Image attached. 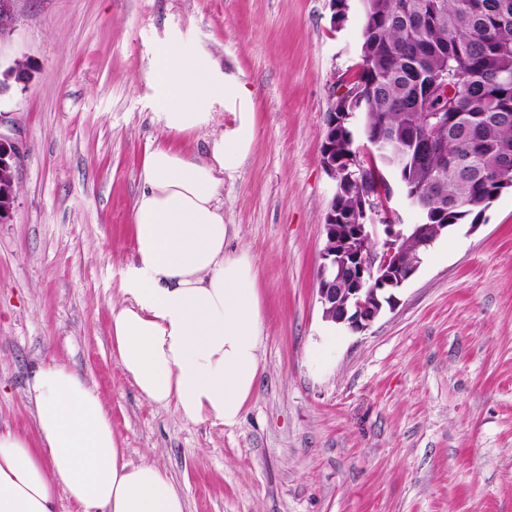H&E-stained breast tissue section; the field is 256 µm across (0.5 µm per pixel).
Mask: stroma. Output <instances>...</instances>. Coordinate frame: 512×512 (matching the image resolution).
<instances>
[{"instance_id": "35a3bbf8", "label": "stroma", "mask_w": 512, "mask_h": 512, "mask_svg": "<svg viewBox=\"0 0 512 512\" xmlns=\"http://www.w3.org/2000/svg\"><path fill=\"white\" fill-rule=\"evenodd\" d=\"M332 0H18L0 133L24 152L0 223V430L37 441L26 380L52 360L101 395L132 461L186 512H512V189L440 238L367 329L325 333L316 271L334 183L321 164L331 86L361 65V19ZM204 49L247 97L180 138L201 154L235 115L255 139L224 179L229 252L248 249L264 324L239 422L185 420L120 368L110 309L134 260L146 149L167 141L146 79L158 46Z\"/></svg>"}]
</instances>
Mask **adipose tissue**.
<instances>
[{
    "label": "adipose tissue",
    "instance_id": "1",
    "mask_svg": "<svg viewBox=\"0 0 512 512\" xmlns=\"http://www.w3.org/2000/svg\"><path fill=\"white\" fill-rule=\"evenodd\" d=\"M150 78L159 120L174 137L207 126L229 84L208 51L172 40ZM255 139L251 113L213 135L198 157L166 145L147 150L133 204L135 260L124 302L110 311L113 351L140 395L175 405L192 422L232 426L260 373L263 311L247 250L228 252L220 198ZM38 445L0 431V512H57L66 494L81 512H185L182 493L156 464L133 462L99 393L55 361L29 375Z\"/></svg>",
    "mask_w": 512,
    "mask_h": 512
}]
</instances>
